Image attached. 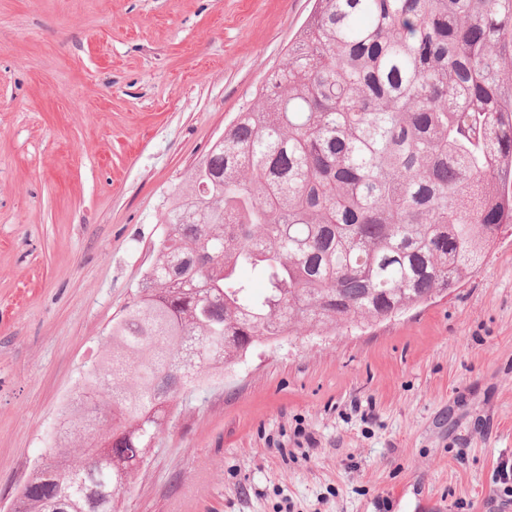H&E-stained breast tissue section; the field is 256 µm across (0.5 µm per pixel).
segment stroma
Masks as SVG:
<instances>
[{
	"instance_id": "35a3bbf8",
	"label": "stroma",
	"mask_w": 512,
	"mask_h": 512,
	"mask_svg": "<svg viewBox=\"0 0 512 512\" xmlns=\"http://www.w3.org/2000/svg\"><path fill=\"white\" fill-rule=\"evenodd\" d=\"M313 0H0V512L188 170ZM512 225L457 287L202 386L121 512H512Z\"/></svg>"
}]
</instances>
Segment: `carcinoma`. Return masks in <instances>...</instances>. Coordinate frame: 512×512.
Wrapping results in <instances>:
<instances>
[{"label":"carcinoma","instance_id":"1","mask_svg":"<svg viewBox=\"0 0 512 512\" xmlns=\"http://www.w3.org/2000/svg\"><path fill=\"white\" fill-rule=\"evenodd\" d=\"M160 223L155 261L14 512H120L204 376L472 273L512 223V0H315Z\"/></svg>","mask_w":512,"mask_h":512}]
</instances>
